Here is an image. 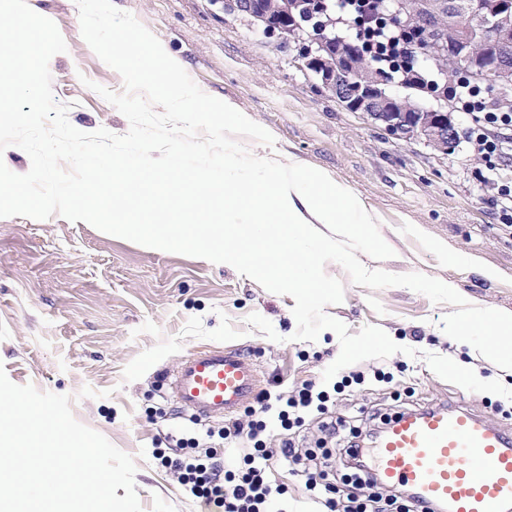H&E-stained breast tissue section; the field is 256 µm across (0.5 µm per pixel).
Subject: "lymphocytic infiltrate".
I'll return each instance as SVG.
<instances>
[{
  "label": "lymphocytic infiltrate",
  "instance_id": "f902f5d3",
  "mask_svg": "<svg viewBox=\"0 0 512 512\" xmlns=\"http://www.w3.org/2000/svg\"><path fill=\"white\" fill-rule=\"evenodd\" d=\"M320 5L334 23L352 25L359 48L389 80L399 84L428 80V69L416 60L412 32L402 30L394 21L391 0H320ZM447 96L470 116L469 137L475 150L487 159L502 155L505 145L512 142V112L489 107L479 87L463 77L449 82ZM328 399L326 391L315 390L310 383L277 406L273 405L271 394L262 393L248 425L229 420L219 433L220 439L252 444L253 453L239 460L231 455L221 456L217 449L207 447L191 454L166 455L162 462L176 474L181 485L220 512H271L274 502L287 492L285 485L270 480L271 460L277 456L289 462L300 461L299 450L288 432L301 424V411L312 407L324 410ZM272 410L277 411L281 427L287 432L280 448L275 450L265 447L262 440L266 429L264 415ZM354 468L360 492L342 503L335 498V488L326 482L324 471L315 466L305 467L301 476L309 500L323 506L326 512H384L378 505L379 498L373 491L375 483L364 460L355 459Z\"/></svg>",
  "mask_w": 512,
  "mask_h": 512
}]
</instances>
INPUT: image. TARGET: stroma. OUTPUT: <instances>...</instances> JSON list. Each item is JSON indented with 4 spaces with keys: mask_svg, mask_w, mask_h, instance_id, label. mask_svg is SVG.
<instances>
[{
    "mask_svg": "<svg viewBox=\"0 0 512 512\" xmlns=\"http://www.w3.org/2000/svg\"><path fill=\"white\" fill-rule=\"evenodd\" d=\"M26 2L66 42L49 71L70 123L125 134L126 117L95 91L123 92V78L83 38L76 0ZM113 3L202 91L271 133L270 146L242 138L252 154L315 168L359 193L394 251L380 260L360 254L367 269L419 272L472 305L512 312V227L495 190L480 180L486 162L468 139V115L450 109L459 140L441 152L423 137L392 135L347 110L300 66V41L225 13L222 0ZM324 271L344 290L340 303L326 306L328 315L352 335L379 327L415 356L348 365L342 375L361 374V382L334 388L323 372L340 354L337 334L326 329L314 342L295 339L294 299L231 265L146 247L58 214L0 217V368L14 384L72 396L76 420L133 458L143 512H214L154 453L157 437L181 436L188 419L168 397L163 373L208 347L241 349L271 394L310 381L330 391L326 413H306L291 434L302 452L328 463L341 498L354 490L340 460L345 442L326 435L323 418L345 419L365 433L405 410L460 402L512 432V373L444 333L451 305L405 287L358 285L335 262Z\"/></svg>",
    "mask_w": 512,
    "mask_h": 512,
    "instance_id": "stroma-1",
    "label": "stroma"
}]
</instances>
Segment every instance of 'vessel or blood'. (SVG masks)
<instances>
[{
	"label": "vessel or blood",
	"instance_id": "b4317fda",
	"mask_svg": "<svg viewBox=\"0 0 512 512\" xmlns=\"http://www.w3.org/2000/svg\"><path fill=\"white\" fill-rule=\"evenodd\" d=\"M165 382L173 400L201 417H231L260 393L254 364L235 349L189 354ZM370 473L448 512H512V435L460 405L392 416L377 435Z\"/></svg>",
	"mask_w": 512,
	"mask_h": 512
}]
</instances>
